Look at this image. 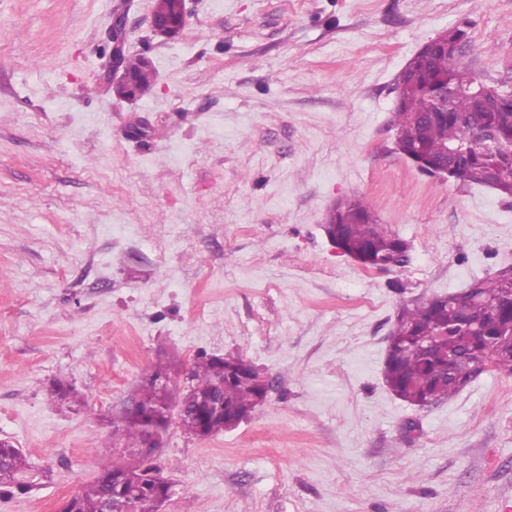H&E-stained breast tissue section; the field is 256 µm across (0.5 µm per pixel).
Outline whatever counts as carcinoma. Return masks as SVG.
<instances>
[{"label": "carcinoma", "instance_id": "carcinoma-1", "mask_svg": "<svg viewBox=\"0 0 512 512\" xmlns=\"http://www.w3.org/2000/svg\"><path fill=\"white\" fill-rule=\"evenodd\" d=\"M469 24L464 22L439 33L417 52L402 71L409 87L399 91L394 125L400 148L410 155L420 171L439 165L448 167L447 180L484 187L512 198V174L505 172L506 160L498 151L466 150L465 135L479 139L485 133L501 142L512 141V99L500 89L485 85L488 93H471L478 84L467 58ZM125 68L147 89L153 71L143 60H126ZM455 90L448 99V111L439 110L442 88ZM330 233L362 266L399 262L407 251L406 242L378 222L371 203L360 196L343 200L332 210ZM465 294H439L400 308L390 336L384 365V379L400 400L421 408L448 399L475 378L474 365L493 353L492 368L512 376V339L504 330L512 324V267L495 276L476 279ZM465 347L466 360L448 365L444 354ZM240 357L225 358L199 353L185 371L187 386L162 389L139 385L140 404L112 417L118 441L126 448L144 447L148 426L168 428L172 412L180 409L181 429L206 438L235 427L247 417L264 396L258 377L243 376L236 370ZM50 394L62 404L76 402L75 389L54 379ZM116 472L128 470L131 479L116 489L100 475L75 494L71 512H127L131 498L165 497L169 484L147 487L133 482L138 471L149 466L115 465ZM39 478L22 451L9 440H0V499H11L34 491Z\"/></svg>", "mask_w": 512, "mask_h": 512}]
</instances>
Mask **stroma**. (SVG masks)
<instances>
[{
  "mask_svg": "<svg viewBox=\"0 0 512 512\" xmlns=\"http://www.w3.org/2000/svg\"><path fill=\"white\" fill-rule=\"evenodd\" d=\"M152 6L0 0V439L48 474L0 512H59L118 462L160 467L165 512H512V377L424 409L383 379L401 305L512 266V199L421 175L391 127L401 69L463 20L475 76L512 91V0H187L172 39ZM117 12L155 71L133 101L108 86ZM353 195L405 262L330 245ZM202 352L255 366L264 405L113 447L158 357ZM166 0H154L151 12V28L155 35L164 38H174L180 34L188 20L186 1L182 10L172 13L161 7V2Z\"/></svg>",
  "mask_w": 512,
  "mask_h": 512,
  "instance_id": "stroma-1",
  "label": "stroma"
}]
</instances>
